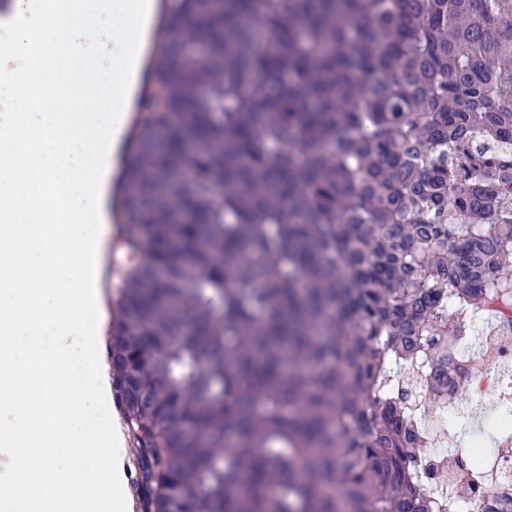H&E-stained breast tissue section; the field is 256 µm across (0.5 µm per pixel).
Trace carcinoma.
Masks as SVG:
<instances>
[{
  "label": "carcinoma",
  "instance_id": "1",
  "mask_svg": "<svg viewBox=\"0 0 512 512\" xmlns=\"http://www.w3.org/2000/svg\"><path fill=\"white\" fill-rule=\"evenodd\" d=\"M112 333L148 512H441L396 389L512 279V0H180Z\"/></svg>",
  "mask_w": 512,
  "mask_h": 512
}]
</instances>
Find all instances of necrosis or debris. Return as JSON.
I'll return each mask as SVG.
<instances>
[{"label":"necrosis or debris","instance_id":"4bbe7bcc","mask_svg":"<svg viewBox=\"0 0 512 512\" xmlns=\"http://www.w3.org/2000/svg\"><path fill=\"white\" fill-rule=\"evenodd\" d=\"M448 320L460 325L448 348L457 382L448 406L425 405L417 372L400 386L433 440L426 459L436 467L435 487L449 496L448 512H512V288L490 290L480 314ZM460 484L470 494L451 496Z\"/></svg>","mask_w":512,"mask_h":512}]
</instances>
